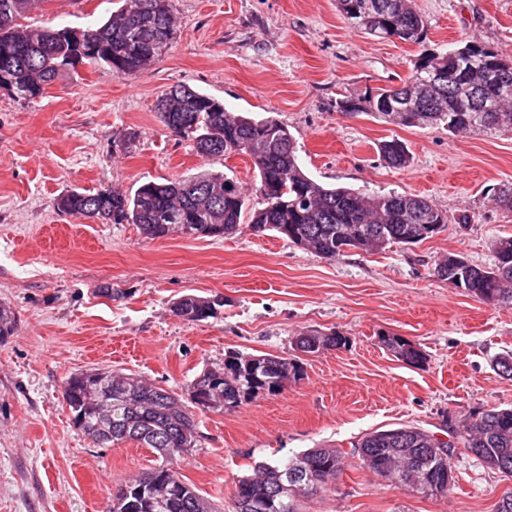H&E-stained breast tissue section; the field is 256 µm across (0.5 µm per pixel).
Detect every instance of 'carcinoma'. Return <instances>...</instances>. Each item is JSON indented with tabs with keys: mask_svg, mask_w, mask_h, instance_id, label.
Wrapping results in <instances>:
<instances>
[{
	"mask_svg": "<svg viewBox=\"0 0 512 512\" xmlns=\"http://www.w3.org/2000/svg\"><path fill=\"white\" fill-rule=\"evenodd\" d=\"M37 0H0V52L12 70L15 88L43 95L45 87L75 69L93 64L116 76L133 75L157 59L176 34L171 0H123L101 23L83 31L96 46L77 64L58 30L22 22ZM343 18L378 39L421 44L428 20L413 0H337ZM340 111L364 113L388 124L426 128L444 123L448 133L480 137L512 135V57L474 42L444 53H423L403 83L379 88L357 100L337 102ZM168 114L165 125L193 141L205 158L247 155L258 171L256 194L262 208L251 213L248 227L273 231L329 260L349 250L379 252L393 245L411 246L436 234L427 224L443 225L448 215L412 193L367 194L348 187L326 186L310 176L299 158L295 139L282 124L230 112L215 97L179 85L157 104ZM379 152L388 166L409 164L397 139L382 142ZM248 201L234 177L202 171L164 183L146 182L132 194L118 189L71 192L60 196L57 209L89 217L135 224L149 238L172 233L219 237L237 232ZM494 262L479 265L450 254L435 263L433 274L488 304L512 305V237L492 242ZM220 304L194 295L178 300L173 310L189 321L216 314ZM395 357L412 364L423 352L399 337L384 340ZM345 344L336 332L311 330L298 336L296 347L314 353ZM299 373L296 362L273 355L231 352L224 367L205 370L191 384L199 409L222 413L259 391L278 393ZM64 400L76 426L98 445L135 441L158 452L161 464L112 495L110 512H216L212 504L184 483L174 463L196 442L192 412L162 387L132 375L97 370L68 379ZM463 447L487 467L512 477V408L491 407L469 414ZM363 467L388 482L425 497L448 494L453 483V450L443 452L429 435L403 425L375 430L354 445ZM341 452L317 447L257 466L236 483L235 512H298V499L325 488L341 471Z\"/></svg>",
	"mask_w": 512,
	"mask_h": 512,
	"instance_id": "1",
	"label": "carcinoma"
}]
</instances>
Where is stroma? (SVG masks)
<instances>
[{
    "instance_id": "35a3bbf8",
    "label": "stroma",
    "mask_w": 512,
    "mask_h": 512,
    "mask_svg": "<svg viewBox=\"0 0 512 512\" xmlns=\"http://www.w3.org/2000/svg\"><path fill=\"white\" fill-rule=\"evenodd\" d=\"M118 0H44L28 21L83 29ZM423 45L379 40L348 25L336 0H172L177 34L148 68L118 77L92 64L18 101L0 91V302L15 316L0 342V512H103L118 488L160 463L128 441L104 448L74 423L67 379L92 369L135 375L193 411L197 446L178 472L216 512H233L235 485L257 463L323 445L342 453L334 484L299 512H496L512 478L460 446L469 413L512 406V305L494 306L433 275L457 253L493 261L512 213L493 202L512 183V136L449 135L443 126L396 127L339 112L346 97L400 85L423 50L474 40L512 55V0H415ZM211 94L228 110L288 128L320 183L370 193H415L447 212L431 239L328 260L273 233L144 237L136 225L57 210L59 196L198 172L233 171L246 194L249 156L203 158L163 124L157 102L172 86ZM410 156L397 170L380 142ZM471 222L456 224L459 214ZM185 295L221 296L216 315H173ZM334 331L344 346L296 349L301 333ZM420 346L423 363L397 359L383 339ZM296 361L278 393L259 392L221 413L198 410L190 384L229 352ZM412 425L455 447V484L425 498L362 468L366 433ZM379 152L389 167L403 169L409 164V155L406 147L397 139L382 142Z\"/></svg>"
}]
</instances>
